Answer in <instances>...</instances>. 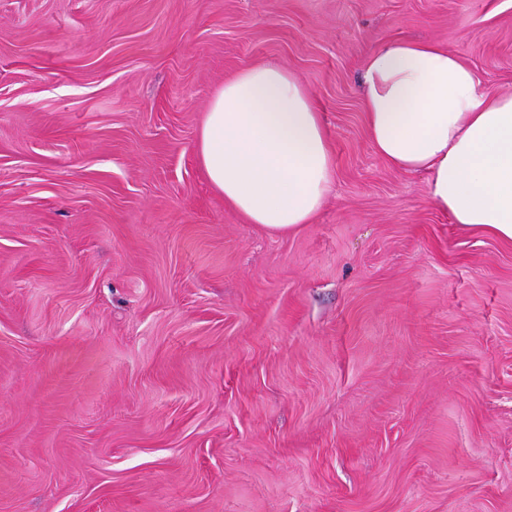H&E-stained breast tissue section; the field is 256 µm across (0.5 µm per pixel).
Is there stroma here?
<instances>
[{
    "mask_svg": "<svg viewBox=\"0 0 512 512\" xmlns=\"http://www.w3.org/2000/svg\"><path fill=\"white\" fill-rule=\"evenodd\" d=\"M392 39L512 93V0H0V512H512V244L373 151ZM258 63L333 151L287 235L195 155Z\"/></svg>",
    "mask_w": 512,
    "mask_h": 512,
    "instance_id": "stroma-1",
    "label": "stroma"
}]
</instances>
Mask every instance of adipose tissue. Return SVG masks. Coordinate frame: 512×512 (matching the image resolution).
Listing matches in <instances>:
<instances>
[{"mask_svg": "<svg viewBox=\"0 0 512 512\" xmlns=\"http://www.w3.org/2000/svg\"><path fill=\"white\" fill-rule=\"evenodd\" d=\"M367 138L391 168L426 178L461 228L512 243V94L492 92L432 41L388 40L363 66ZM208 183L246 223L284 235L312 223L334 183L321 114L304 81L255 64L213 94L196 140Z\"/></svg>", "mask_w": 512, "mask_h": 512, "instance_id": "ef3b65f1", "label": "adipose tissue"}]
</instances>
